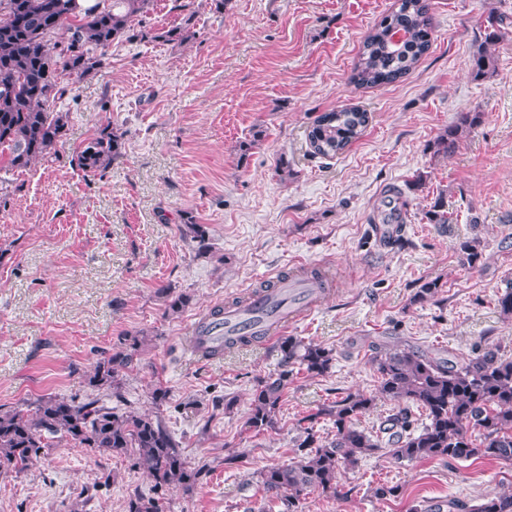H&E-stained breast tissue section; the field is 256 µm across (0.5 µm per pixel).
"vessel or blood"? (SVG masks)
I'll return each instance as SVG.
<instances>
[{
    "label": "vessel or blood",
    "mask_w": 512,
    "mask_h": 512,
    "mask_svg": "<svg viewBox=\"0 0 512 512\" xmlns=\"http://www.w3.org/2000/svg\"><path fill=\"white\" fill-rule=\"evenodd\" d=\"M304 269V264H295L287 279L276 281L273 299L254 296L244 307L226 310L225 337L255 333L274 338L313 312L317 298L303 276Z\"/></svg>",
    "instance_id": "b4317fda"
}]
</instances>
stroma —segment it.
<instances>
[{"instance_id":"35a3bbf8","label":"stroma","mask_w":512,"mask_h":512,"mask_svg":"<svg viewBox=\"0 0 512 512\" xmlns=\"http://www.w3.org/2000/svg\"><path fill=\"white\" fill-rule=\"evenodd\" d=\"M395 2L229 0L217 11L209 0H155L138 37L113 45L97 73L65 77L55 104L68 115L63 144L26 170L0 171L1 411L75 396L150 412L164 385L174 405L161 416L204 471L192 491L166 489L167 512H282L257 474L293 460L300 418L350 392L376 398L358 429L396 413L375 395L376 350L399 343L462 361L490 342L512 359V320L497 309L512 280V31L492 47L495 73L473 74L488 14L512 18V0H430V49L417 66L395 83L355 87L362 41ZM187 18L192 39L157 40ZM349 106L367 112L363 134L335 157L313 154L309 127ZM463 112L484 120L454 155H436L435 139ZM105 127L123 133L124 153L104 175H84L73 158ZM394 190L408 204L399 246L380 226ZM439 198L457 223L429 222ZM188 213L209 228L206 253L180 234ZM474 237L483 255L469 266L459 244ZM298 261L335 280L288 333L331 348L334 362L325 375H298L277 430L257 436L244 422L257 379L276 369L273 342L208 359L190 355L184 331ZM432 279L436 300L413 302ZM163 287L189 294L190 307L166 315ZM142 333L150 342L120 397L91 387L95 362ZM220 394L236 397L233 413L213 410ZM380 483L396 496L375 498ZM152 485L130 459L59 444L29 470L0 475V512H128ZM338 485L336 497L309 492L302 512L474 506L512 487V464L397 462L378 451L342 468Z\"/></svg>"}]
</instances>
